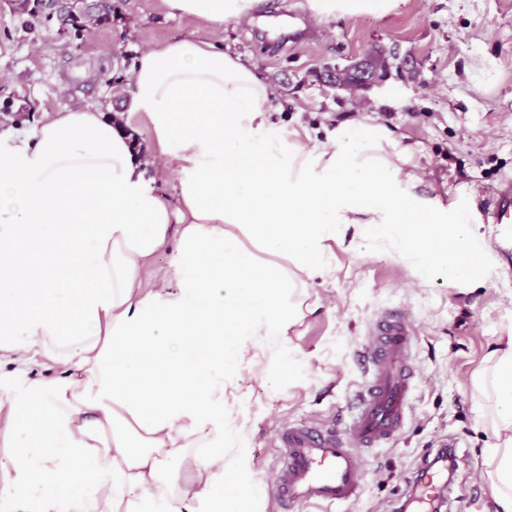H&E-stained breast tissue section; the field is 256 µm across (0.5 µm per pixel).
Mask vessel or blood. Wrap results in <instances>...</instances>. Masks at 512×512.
<instances>
[{"instance_id": "obj_1", "label": "vessel or blood", "mask_w": 512, "mask_h": 512, "mask_svg": "<svg viewBox=\"0 0 512 512\" xmlns=\"http://www.w3.org/2000/svg\"><path fill=\"white\" fill-rule=\"evenodd\" d=\"M488 221L496 227L503 257L512 258V180L497 191ZM372 341L358 356L367 378L349 407L343 429L306 422L285 424L271 493L281 512H323L357 501L364 475L356 450L377 448L402 431L416 377L411 362L416 329L400 311H386L370 325Z\"/></svg>"}]
</instances>
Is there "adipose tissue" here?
Segmentation results:
<instances>
[{
  "label": "adipose tissue",
  "instance_id": "adipose-tissue-1",
  "mask_svg": "<svg viewBox=\"0 0 512 512\" xmlns=\"http://www.w3.org/2000/svg\"><path fill=\"white\" fill-rule=\"evenodd\" d=\"M212 25L262 0H162ZM398 0H310L312 11L385 14ZM130 109L155 152L96 109L43 121L0 152V512H239L225 469L250 468L243 369L274 354L336 280L335 250L405 266L421 284L481 287L485 244L463 196L418 192L412 150L377 123L328 143L270 121L271 88L223 45L184 38L142 52ZM180 173L174 197L147 179L153 156ZM172 274L146 290L160 251ZM492 437L481 477L512 512V315L470 380ZM37 408L38 424L26 414ZM203 448L194 474L175 462Z\"/></svg>",
  "mask_w": 512,
  "mask_h": 512
}]
</instances>
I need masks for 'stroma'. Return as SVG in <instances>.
Returning a JSON list of instances; mask_svg holds the SVG:
<instances>
[{
	"label": "stroma",
	"mask_w": 512,
	"mask_h": 512,
	"mask_svg": "<svg viewBox=\"0 0 512 512\" xmlns=\"http://www.w3.org/2000/svg\"><path fill=\"white\" fill-rule=\"evenodd\" d=\"M222 42L254 63L272 88V121L284 131L327 142L336 127L370 116L415 149L420 194L447 198L465 192L474 229L489 237L485 215L512 176V0H400L379 16L316 17L310 0H264L252 20L223 27L169 15L162 0H112V21L83 31L57 24L33 31L0 0V150L31 138L51 114L95 106L128 112V77L139 54L183 38ZM372 49L391 63L386 79L358 104L328 82L324 71ZM485 261L490 278L474 289L419 285L406 268L366 255L337 253L335 283L315 286L320 308L292 337L303 367L289 371L266 360L242 373L250 393L248 473L224 474V487L245 484L264 493L262 512H278L269 492L279 455L281 423L343 427L365 368L355 351L370 338L371 318L388 308L409 312L419 342V379L400 435L358 450L365 487L339 512H394L406 503L405 477L430 467L444 505L440 512H488L480 477L488 439L472 409L470 378L492 342L501 316L512 314V268L499 251ZM277 385L278 397L268 388Z\"/></svg>",
	"instance_id": "1"
}]
</instances>
